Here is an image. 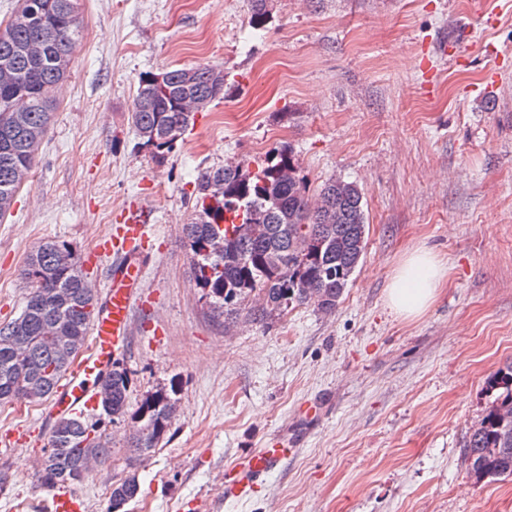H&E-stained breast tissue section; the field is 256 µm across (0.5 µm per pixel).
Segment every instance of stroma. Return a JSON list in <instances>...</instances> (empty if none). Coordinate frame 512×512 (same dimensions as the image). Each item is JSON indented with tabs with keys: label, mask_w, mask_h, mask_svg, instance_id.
<instances>
[{
	"label": "stroma",
	"mask_w": 512,
	"mask_h": 512,
	"mask_svg": "<svg viewBox=\"0 0 512 512\" xmlns=\"http://www.w3.org/2000/svg\"><path fill=\"white\" fill-rule=\"evenodd\" d=\"M80 0L82 35L32 179L0 221V320L25 291L39 241H66L92 282L120 261L96 246L141 207L152 246L118 352L137 408L175 384L159 448L128 464L130 420L101 424L112 460L75 485L81 512H512V478L475 482L464 445L488 379L512 363V0ZM223 67V99L198 113L163 162L131 121L141 75ZM290 146L311 193L328 178L364 194L365 253L336 311L289 306L265 321L213 316L181 233L199 171L255 168ZM448 264L421 317L386 305L418 246ZM321 413L302 417L303 402ZM46 402L0 407V512H44ZM299 454L240 502L228 471L273 436ZM140 494V484L135 474H129L112 486L110 502L112 511L118 512L125 504L135 500Z\"/></svg>",
	"instance_id": "obj_1"
}]
</instances>
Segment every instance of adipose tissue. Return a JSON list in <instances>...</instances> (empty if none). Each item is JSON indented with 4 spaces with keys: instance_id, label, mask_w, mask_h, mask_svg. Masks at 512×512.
<instances>
[{
    "instance_id": "1",
    "label": "adipose tissue",
    "mask_w": 512,
    "mask_h": 512,
    "mask_svg": "<svg viewBox=\"0 0 512 512\" xmlns=\"http://www.w3.org/2000/svg\"><path fill=\"white\" fill-rule=\"evenodd\" d=\"M448 277V268L432 249L421 246L405 254L394 268L386 304L397 316L413 320L422 316Z\"/></svg>"
}]
</instances>
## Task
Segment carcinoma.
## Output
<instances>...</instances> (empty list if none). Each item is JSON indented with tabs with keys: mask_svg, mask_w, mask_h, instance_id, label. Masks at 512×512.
<instances>
[{
	"mask_svg": "<svg viewBox=\"0 0 512 512\" xmlns=\"http://www.w3.org/2000/svg\"><path fill=\"white\" fill-rule=\"evenodd\" d=\"M269 0H251L250 24L259 29ZM81 37L78 0H22L0 26V220L29 180L57 108L55 90L71 69ZM21 46L38 48L21 54ZM162 85L140 77L131 120L140 146L161 160L195 115L224 98L218 65L165 69ZM363 193L353 182L326 180L313 199L290 147L266 154L251 171L226 164L201 171L196 203L182 231L195 286L214 316L229 323L240 304L258 300L255 317L281 314L292 304L335 312L359 270L365 250ZM25 288L21 313L0 321V405L52 397L87 343L100 311L98 298L75 251L47 238L27 254L18 273ZM129 377L118 362L96 381L97 408L116 420L130 418L127 437L135 456L165 439L177 412L175 386L148 394L128 410ZM486 413L468 436L471 477H512V364L487 381ZM112 455V437L84 414L55 421L37 481L43 488L80 483L91 464ZM140 494L136 475L112 486V512Z\"/></svg>",
	"mask_w": 512,
	"mask_h": 512,
	"instance_id": "1",
	"label": "carcinoma"
}]
</instances>
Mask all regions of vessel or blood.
I'll use <instances>...</instances> for the list:
<instances>
[{
	"mask_svg": "<svg viewBox=\"0 0 512 512\" xmlns=\"http://www.w3.org/2000/svg\"><path fill=\"white\" fill-rule=\"evenodd\" d=\"M147 226L139 216H131L115 232L103 237L99 252L123 258L119 276L106 295L105 309L92 325L93 346L90 354L71 368L66 384L54 394L47 416L55 420L91 408L95 398L94 383L112 362V353L122 347L131 334L134 291L139 288L143 268L139 254L144 248ZM297 453L288 437L271 439L258 452L242 461L224 485L225 500L240 501L250 496L264 478L284 465ZM51 512H78L80 499L69 490H52L48 495Z\"/></svg>",
	"mask_w": 512,
	"mask_h": 512,
	"instance_id": "b4317fda",
	"label": "vessel or blood"
}]
</instances>
